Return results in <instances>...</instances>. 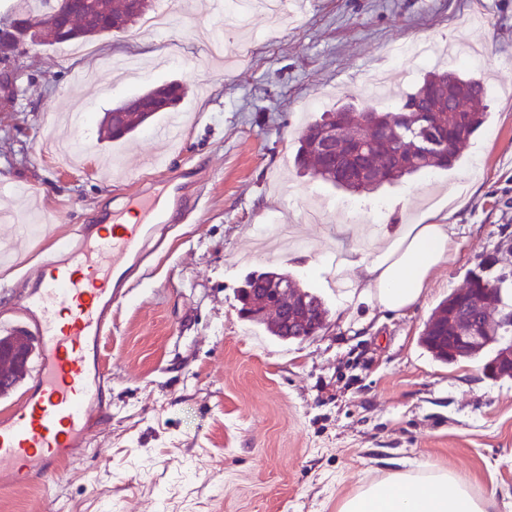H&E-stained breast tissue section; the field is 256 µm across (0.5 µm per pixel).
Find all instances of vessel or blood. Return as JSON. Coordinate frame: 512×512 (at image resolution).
I'll use <instances>...</instances> for the list:
<instances>
[{"label": "vessel or blood", "instance_id": "vessel-or-blood-1", "mask_svg": "<svg viewBox=\"0 0 512 512\" xmlns=\"http://www.w3.org/2000/svg\"><path fill=\"white\" fill-rule=\"evenodd\" d=\"M182 181L163 184L173 207L156 205L150 189L134 199L137 224L75 225L60 250L40 262L36 292L21 301L20 332L34 336L39 353L21 400L0 415V488L27 489L54 482L87 449L95 417L107 412L112 376L100 359L115 303L143 276L151 244L160 242L192 200Z\"/></svg>", "mask_w": 512, "mask_h": 512}]
</instances>
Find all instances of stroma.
Listing matches in <instances>:
<instances>
[{"label":"stroma","instance_id":"obj_1","mask_svg":"<svg viewBox=\"0 0 512 512\" xmlns=\"http://www.w3.org/2000/svg\"><path fill=\"white\" fill-rule=\"evenodd\" d=\"M171 28L137 43L115 32L17 54L0 51V204L53 222L36 237L0 219V329L34 291L41 256L91 216L118 221L130 196L194 169L196 208L175 222L148 275L112 309L101 356L112 418L92 449L44 489H0V512H336L362 484L426 466L449 470L512 512V378L482 370L492 349L454 364L421 346L436 306L486 257L512 271V0H304L256 13L233 67L212 60L214 0H168ZM483 45L488 119L451 169L350 195L296 168L302 124L352 104L376 106L370 79L412 91L429 72L398 43ZM187 92L177 146L142 133L99 135L106 112L171 81ZM459 191L455 246L405 313L343 304L328 265L367 256ZM382 203L345 222L335 202ZM299 215L302 248L256 252L261 227ZM277 270L318 295L328 324L303 342L239 314L248 276Z\"/></svg>","mask_w":512,"mask_h":512}]
</instances>
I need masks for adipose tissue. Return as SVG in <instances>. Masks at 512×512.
Instances as JSON below:
<instances>
[{
  "label": "adipose tissue",
  "mask_w": 512,
  "mask_h": 512,
  "mask_svg": "<svg viewBox=\"0 0 512 512\" xmlns=\"http://www.w3.org/2000/svg\"><path fill=\"white\" fill-rule=\"evenodd\" d=\"M454 227L429 222L408 225L389 249L355 261L356 275L344 295L382 312L402 313L415 305L451 252ZM491 499L476 495L450 471H400L360 486L338 512H491Z\"/></svg>",
  "instance_id": "obj_1"
}]
</instances>
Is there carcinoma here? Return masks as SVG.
<instances>
[{"label": "carcinoma", "instance_id": "1", "mask_svg": "<svg viewBox=\"0 0 512 512\" xmlns=\"http://www.w3.org/2000/svg\"><path fill=\"white\" fill-rule=\"evenodd\" d=\"M42 9L31 11L21 7L11 16L42 17L55 8L69 9L65 0H40ZM96 20L111 22L118 31H126L130 26L141 21L143 16L152 11V0H143L137 10H130L128 0H97ZM486 88L484 79L466 76L455 69L433 71L413 91L406 92L393 111L377 113V120L367 127L364 147L355 145L350 140V126L359 122L360 113L350 106H341L328 113V118L306 126L299 135V147L296 162L313 167L314 176L330 182L351 193L374 191L384 184L399 181L404 175L429 168H445L454 164L467 147L471 137L483 126L487 118L485 104ZM424 108L431 110L428 120L432 134L448 136L447 151L422 154L419 152L418 140L414 131L405 129L400 135L394 129L400 127L398 117L408 115L416 117ZM339 121L337 126L336 155L327 156L314 148L320 128ZM376 170L377 175L364 177L358 183L343 181L345 177H359L360 170ZM509 276L500 274L491 277L483 274L468 282L470 288H496L498 292L485 300H480V308L465 310L461 317H474L499 327V331L512 334V321L505 323L502 316L512 314V304L503 296V289ZM292 296L304 302L295 315L297 322L291 328H281L271 319H256L254 323L266 326L273 336L286 333L301 335L303 323L319 321L327 315L321 299L294 284ZM448 324V300H443L425 324L422 343L433 357L444 363L448 362L444 347L432 341V337L442 335L441 327Z\"/></svg>", "mask_w": 512, "mask_h": 512}]
</instances>
